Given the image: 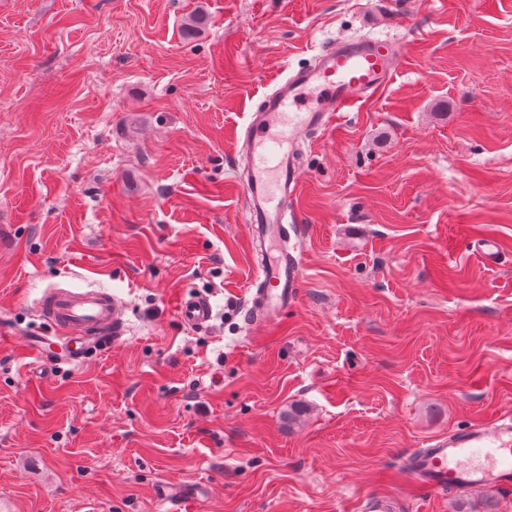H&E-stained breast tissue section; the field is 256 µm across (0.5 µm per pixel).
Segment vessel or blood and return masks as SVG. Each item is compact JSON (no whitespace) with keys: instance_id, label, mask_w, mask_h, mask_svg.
Returning a JSON list of instances; mask_svg holds the SVG:
<instances>
[{"instance_id":"b4317fda","label":"vessel or blood","mask_w":512,"mask_h":512,"mask_svg":"<svg viewBox=\"0 0 512 512\" xmlns=\"http://www.w3.org/2000/svg\"><path fill=\"white\" fill-rule=\"evenodd\" d=\"M401 43L371 37L333 40L313 66L290 75L265 94L250 112L241 140L246 164L233 181L245 201L247 247L259 253L258 277L247 301L249 330L277 323L296 302L302 281L299 256L290 246L302 222L299 205L298 152L311 134L336 128L361 101L375 95L395 76ZM47 330L26 339L36 364L62 361L74 366L103 345L123 342L128 333L125 308L117 295L87 287L47 289L37 302ZM177 317L189 329L212 318L205 296H183ZM405 473L416 486L431 492L466 488L512 490V417L498 416L452 435L437 437L432 447L409 453ZM159 497L174 512H197L196 486L162 487Z\"/></svg>"}]
</instances>
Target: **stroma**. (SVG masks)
Wrapping results in <instances>:
<instances>
[{
  "instance_id": "obj_1",
  "label": "stroma",
  "mask_w": 512,
  "mask_h": 512,
  "mask_svg": "<svg viewBox=\"0 0 512 512\" xmlns=\"http://www.w3.org/2000/svg\"><path fill=\"white\" fill-rule=\"evenodd\" d=\"M359 35L402 42L400 69L302 146L303 287L249 334L233 132ZM69 284L117 292L130 332L35 377L34 302ZM509 412L512 0H0V512H169L167 482L201 512H512L404 496L402 469ZM176 312L180 322L189 329L200 328L212 319L210 300L202 295L180 297ZM159 497L165 504L172 506L171 510L180 512H196L202 498L196 486L184 484L162 486Z\"/></svg>"
}]
</instances>
